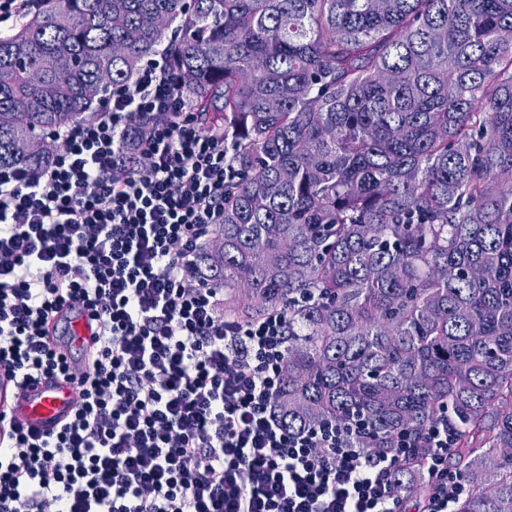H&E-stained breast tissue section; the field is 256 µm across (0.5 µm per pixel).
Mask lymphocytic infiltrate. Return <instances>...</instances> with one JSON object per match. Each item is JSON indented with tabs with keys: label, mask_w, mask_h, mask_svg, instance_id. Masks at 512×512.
I'll return each instance as SVG.
<instances>
[{
	"label": "lymphocytic infiltrate",
	"mask_w": 512,
	"mask_h": 512,
	"mask_svg": "<svg viewBox=\"0 0 512 512\" xmlns=\"http://www.w3.org/2000/svg\"><path fill=\"white\" fill-rule=\"evenodd\" d=\"M45 136L47 165L0 167V376H62L76 407L46 434L0 413V512H453L446 419L423 434L419 493L393 476L413 443L373 454L355 432L276 417L288 313L225 322L223 289L198 273L231 167L164 55ZM82 314L87 356L58 337Z\"/></svg>",
	"instance_id": "f902f5d3"
}]
</instances>
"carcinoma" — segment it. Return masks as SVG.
I'll list each match as a JSON object with an SVG mask.
<instances>
[{
	"instance_id": "carcinoma-1",
	"label": "carcinoma",
	"mask_w": 512,
	"mask_h": 512,
	"mask_svg": "<svg viewBox=\"0 0 512 512\" xmlns=\"http://www.w3.org/2000/svg\"><path fill=\"white\" fill-rule=\"evenodd\" d=\"M170 58L233 167L201 275L288 309V430L454 429L457 512H512V0H42L0 36V166Z\"/></svg>"
}]
</instances>
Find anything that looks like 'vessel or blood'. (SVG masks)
<instances>
[{
    "mask_svg": "<svg viewBox=\"0 0 512 512\" xmlns=\"http://www.w3.org/2000/svg\"><path fill=\"white\" fill-rule=\"evenodd\" d=\"M76 399L73 386L60 379H46L23 388L17 382L0 384V409L9 419L37 430H49L71 411Z\"/></svg>",
    "mask_w": 512,
    "mask_h": 512,
    "instance_id": "b4317fda",
    "label": "vessel or blood"
}]
</instances>
